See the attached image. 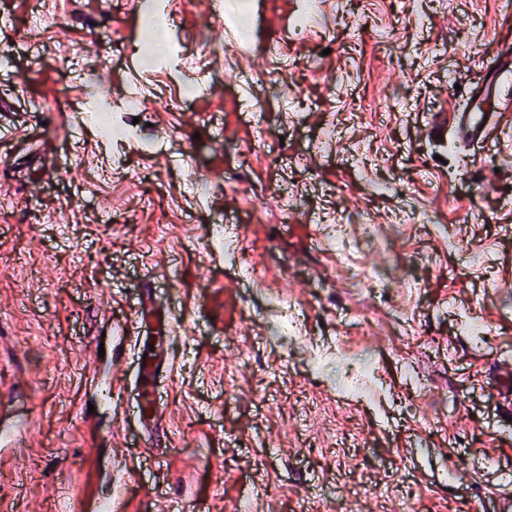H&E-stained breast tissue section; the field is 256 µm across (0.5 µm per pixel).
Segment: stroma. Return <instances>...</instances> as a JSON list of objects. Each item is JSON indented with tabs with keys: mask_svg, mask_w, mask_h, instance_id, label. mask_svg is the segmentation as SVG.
I'll list each match as a JSON object with an SVG mask.
<instances>
[{
	"mask_svg": "<svg viewBox=\"0 0 512 512\" xmlns=\"http://www.w3.org/2000/svg\"><path fill=\"white\" fill-rule=\"evenodd\" d=\"M221 2L159 0L162 70L134 0H0V424L23 425L0 450V512L115 495L121 512H233L247 494L256 512H474L512 494V103L488 104L498 129L473 150L432 131L512 8L321 0L295 41L301 0ZM135 95L136 137L66 122ZM333 223L343 245L315 249L306 225ZM239 225L276 296L211 247ZM362 268L383 285L352 287ZM147 285L175 330L162 467L115 413L151 339L112 330ZM282 304L318 348L374 358L382 407H337L322 381L344 364L275 337Z\"/></svg>",
	"mask_w": 512,
	"mask_h": 512,
	"instance_id": "stroma-1",
	"label": "stroma"
}]
</instances>
